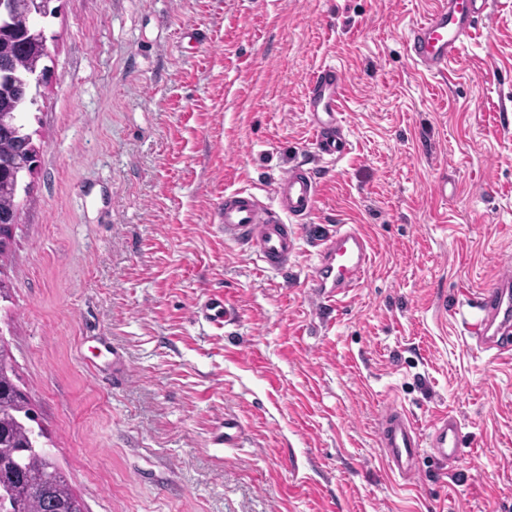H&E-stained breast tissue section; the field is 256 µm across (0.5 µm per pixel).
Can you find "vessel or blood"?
<instances>
[{"mask_svg":"<svg viewBox=\"0 0 512 512\" xmlns=\"http://www.w3.org/2000/svg\"><path fill=\"white\" fill-rule=\"evenodd\" d=\"M492 0H436L435 6L413 24L405 51L414 65L430 75H445L461 55L465 43L486 17ZM347 77L342 69L324 65L309 79L304 110L319 153L330 158L347 151L344 98ZM321 182L314 169L298 164L275 181L271 201L246 189L225 193L216 221L225 241L257 257L274 271L287 269L298 245V229L317 211ZM373 262L369 238L356 225H338L317 250L310 301L315 307L336 306L364 277ZM197 316L221 326L231 318L223 295L211 294L195 305ZM473 334L479 348L500 356L512 352V269L503 268L494 287L482 290ZM378 444L390 473L409 480L417 474L424 454L439 461L462 455L461 427L455 415H439L429 435H421L411 413L403 407L384 409Z\"/></svg>","mask_w":512,"mask_h":512,"instance_id":"vessel-or-blood-1","label":"vessel or blood"}]
</instances>
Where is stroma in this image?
Masks as SVG:
<instances>
[{
    "label": "stroma",
    "instance_id": "35a3bbf8",
    "mask_svg": "<svg viewBox=\"0 0 512 512\" xmlns=\"http://www.w3.org/2000/svg\"><path fill=\"white\" fill-rule=\"evenodd\" d=\"M434 0H56L23 115L38 149L0 264V343L88 512H512V358L458 310L512 263V0L449 77L404 38ZM348 80L349 152L319 156L320 65ZM321 178L288 272L218 233L225 191ZM447 181V197L436 186ZM340 224L375 261L337 310L309 301ZM223 293L218 328L193 303ZM463 456L393 478L385 407ZM241 447L215 443L225 416Z\"/></svg>",
    "mask_w": 512,
    "mask_h": 512
}]
</instances>
